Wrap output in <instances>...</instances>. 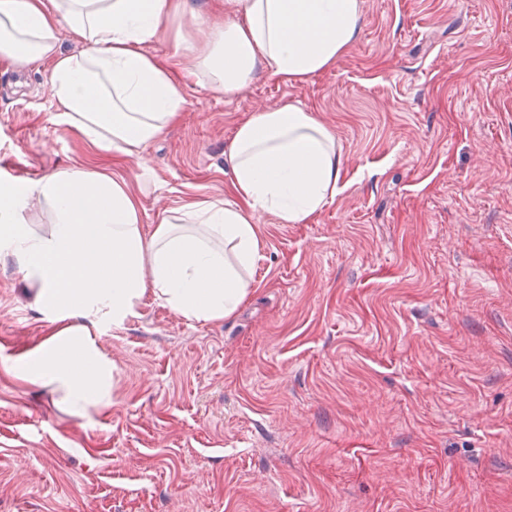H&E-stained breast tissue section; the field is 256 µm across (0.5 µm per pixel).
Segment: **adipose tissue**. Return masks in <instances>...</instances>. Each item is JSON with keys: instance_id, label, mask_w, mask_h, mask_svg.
I'll return each mask as SVG.
<instances>
[{"instance_id": "obj_1", "label": "adipose tissue", "mask_w": 512, "mask_h": 512, "mask_svg": "<svg viewBox=\"0 0 512 512\" xmlns=\"http://www.w3.org/2000/svg\"><path fill=\"white\" fill-rule=\"evenodd\" d=\"M0 0V65L45 64L55 119L103 157L26 186L0 182V252L12 257L48 315L44 339L6 367L89 418L112 403V363L94 336L146 297L186 319L232 317L253 288L258 217L304 224L339 193L333 133L294 102L252 113L224 148L231 198L195 196L151 232L117 162L180 120L184 88L227 95L259 76L303 82L332 67L360 30V0ZM82 50L63 51L60 27ZM171 41L195 56L182 73L146 45Z\"/></svg>"}]
</instances>
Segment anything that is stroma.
I'll return each instance as SVG.
<instances>
[{
	"label": "stroma",
	"mask_w": 512,
	"mask_h": 512,
	"mask_svg": "<svg viewBox=\"0 0 512 512\" xmlns=\"http://www.w3.org/2000/svg\"><path fill=\"white\" fill-rule=\"evenodd\" d=\"M287 101L333 132L339 194L259 216L232 318L104 324L99 416L5 372L47 317L0 254V512H512V0H362L306 82L188 85L120 164L144 229L223 195L236 126ZM55 112L47 66L0 70V180L98 161Z\"/></svg>",
	"instance_id": "stroma-1"
}]
</instances>
